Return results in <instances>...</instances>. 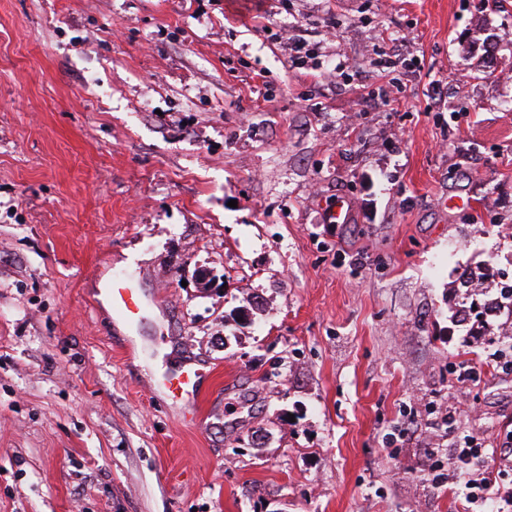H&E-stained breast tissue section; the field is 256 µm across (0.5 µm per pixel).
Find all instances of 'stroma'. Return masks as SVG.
I'll return each mask as SVG.
<instances>
[{
    "mask_svg": "<svg viewBox=\"0 0 512 512\" xmlns=\"http://www.w3.org/2000/svg\"><path fill=\"white\" fill-rule=\"evenodd\" d=\"M503 224L512 0H0V512H464L454 442L512 425V326L455 317ZM105 298L112 308V315L128 327L139 319L142 311L152 306V300L142 288H132L128 278L114 276L105 288ZM202 373L199 368L182 366L176 373L167 371L159 373L155 387L175 401L194 404L199 400Z\"/></svg>",
    "mask_w": 512,
    "mask_h": 512,
    "instance_id": "obj_1",
    "label": "stroma"
}]
</instances>
